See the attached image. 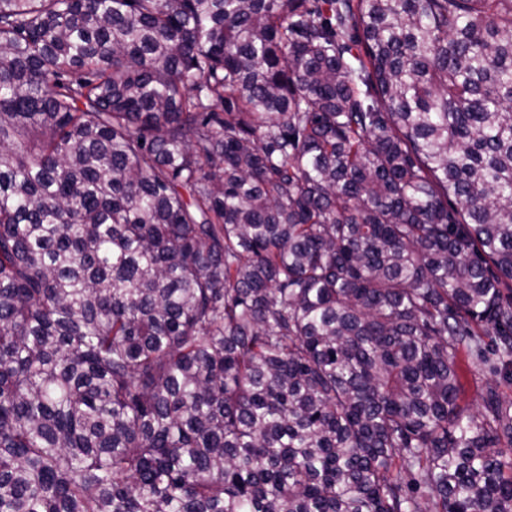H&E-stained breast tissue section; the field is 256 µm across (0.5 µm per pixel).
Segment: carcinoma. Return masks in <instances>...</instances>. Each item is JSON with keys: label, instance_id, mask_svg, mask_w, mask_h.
I'll return each mask as SVG.
<instances>
[{"label": "carcinoma", "instance_id": "carcinoma-1", "mask_svg": "<svg viewBox=\"0 0 512 512\" xmlns=\"http://www.w3.org/2000/svg\"><path fill=\"white\" fill-rule=\"evenodd\" d=\"M510 281L512 0H0V512H512ZM487 378L488 376L483 372L474 368L471 371H466L464 375L463 383L465 384V393L462 404L467 405L473 412L478 410L480 392Z\"/></svg>", "mask_w": 512, "mask_h": 512}]
</instances>
